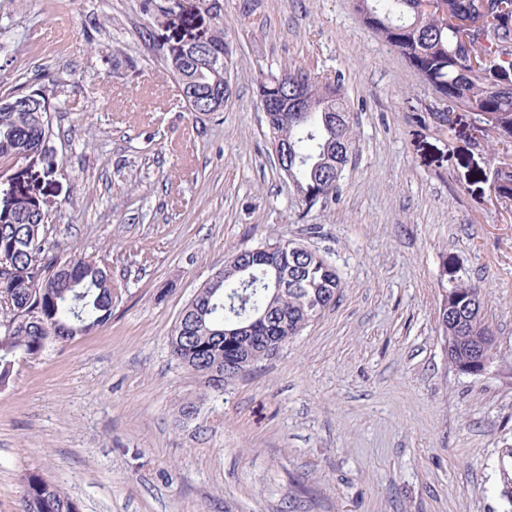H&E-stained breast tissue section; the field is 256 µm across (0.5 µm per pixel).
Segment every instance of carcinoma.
<instances>
[{"instance_id": "1", "label": "carcinoma", "mask_w": 512, "mask_h": 512, "mask_svg": "<svg viewBox=\"0 0 512 512\" xmlns=\"http://www.w3.org/2000/svg\"><path fill=\"white\" fill-rule=\"evenodd\" d=\"M414 0H353L364 26L417 72L448 110L470 112L487 127L493 142L512 145V0H436L433 10H416ZM465 16L474 27L467 38L446 20ZM224 29L201 46L224 58ZM265 95L296 94L330 106L329 112H275L273 140L288 142L293 178L302 202L312 207L336 195L356 155V134L340 80L321 79L303 68L266 75ZM42 93L17 89L0 94V168L26 162L24 177L0 181V388L14 366L40 355L51 341L68 342L105 326L116 298L97 262L51 254L50 215L36 197L41 182L56 173L49 114ZM495 196L512 200V164L491 171ZM266 260L248 278L227 263L183 309L170 336L172 357L221 392L224 386L272 358L277 337L293 341L309 323L336 306L344 284L325 256L294 240L267 244ZM267 322L248 337L225 332L254 311ZM437 320L446 322L449 362L463 369L472 361L474 339L493 336L481 290L455 276L442 286ZM249 356L241 369L224 370L232 351ZM22 512H79L77 501L39 472L23 474Z\"/></svg>"}]
</instances>
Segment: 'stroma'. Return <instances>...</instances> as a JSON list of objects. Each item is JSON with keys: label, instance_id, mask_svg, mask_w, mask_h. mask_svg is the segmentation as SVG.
I'll return each instance as SVG.
<instances>
[{"label": "stroma", "instance_id": "1", "mask_svg": "<svg viewBox=\"0 0 512 512\" xmlns=\"http://www.w3.org/2000/svg\"><path fill=\"white\" fill-rule=\"evenodd\" d=\"M223 28L219 112H191L171 46ZM342 77L358 152L305 208L257 100L286 66ZM43 91L59 169L38 195L62 257L120 296L0 390V512L36 470L81 512H512V378L459 372L437 321L442 255L480 287L512 364L508 155L430 89L352 0H0V91ZM297 239L345 286L272 359L205 393L170 354L197 290L240 250ZM192 402L190 419L179 413ZM491 186L496 197L512 200V164H502L492 169Z\"/></svg>", "mask_w": 512, "mask_h": 512}]
</instances>
